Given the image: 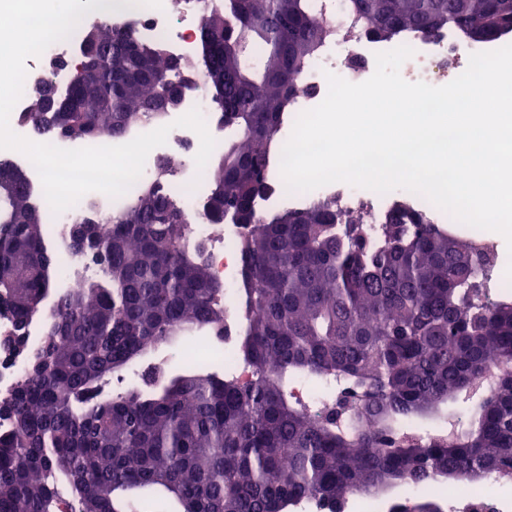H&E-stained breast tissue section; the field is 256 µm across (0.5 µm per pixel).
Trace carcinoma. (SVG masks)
<instances>
[{
  "instance_id": "cac0c4a2",
  "label": "carcinoma",
  "mask_w": 512,
  "mask_h": 512,
  "mask_svg": "<svg viewBox=\"0 0 512 512\" xmlns=\"http://www.w3.org/2000/svg\"><path fill=\"white\" fill-rule=\"evenodd\" d=\"M351 24L378 41L496 26L512 32V0H343ZM200 40L214 102L233 136L224 141L210 192L195 220L252 227L241 241L238 358L242 383L212 368L182 373L101 398L106 377L195 329L224 335V284L213 277L191 221L160 184L105 217L72 245L98 253L103 280L52 298L43 209L25 172L0 159L14 193L0 199V309L23 328L52 302L51 339L32 357L25 381L0 399L11 430L0 434V512H130L138 499L167 495L171 512H291L318 500L344 512L357 494L405 485L512 480V301L490 302L492 265L412 205L385 214L372 242L360 216L317 200L301 210L262 213L271 144L303 92L299 77L340 28L317 0H201ZM258 18L267 33L238 54L240 28ZM134 29L110 19L88 39L97 92L71 112L54 76L29 91L28 117L40 139L118 137L166 115L190 62L164 47L135 52ZM307 376L327 382L331 412L289 391ZM446 427L424 436L404 428L448 403ZM389 512H441L434 502L396 501Z\"/></svg>"
}]
</instances>
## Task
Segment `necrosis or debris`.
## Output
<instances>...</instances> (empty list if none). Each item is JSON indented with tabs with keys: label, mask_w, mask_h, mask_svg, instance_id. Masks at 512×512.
<instances>
[{
	"label": "necrosis or debris",
	"mask_w": 512,
	"mask_h": 512,
	"mask_svg": "<svg viewBox=\"0 0 512 512\" xmlns=\"http://www.w3.org/2000/svg\"><path fill=\"white\" fill-rule=\"evenodd\" d=\"M113 22L129 24L138 34L163 43L165 49L175 56L191 59L197 55L199 44L196 30L201 23L193 0H186L181 18H173L168 8L138 7L112 16ZM404 45L411 47L414 54L401 68L402 78L408 82L433 80L448 82L462 74L473 54L472 46L459 39L456 32L443 30L432 37L415 32H406ZM384 46L370 36L361 34L353 38H338L326 41L318 54L309 62L300 76L305 92L292 107V116L318 106L328 92L327 74L337 75L349 82L360 83L370 78L376 69V55ZM176 113H168L173 122L164 145L154 148L148 155L143 173L151 175L159 159L178 157L183 161L176 180L169 183L168 190L178 196L186 210H193L196 203L207 195V179L199 178L195 157L200 148V139L191 129L176 126ZM271 188L260 200L262 210L278 207H301L313 200H336L348 210L362 209L378 214L384 200L383 195L372 190L352 187L344 182L332 183L313 191L297 194L289 192L281 175L279 163H272L269 173ZM121 201L100 192L84 195L76 205L60 213H46L44 239L54 253L67 255L70 248L69 226L74 219L89 209L102 212L120 206ZM194 242L204 248V255L213 274L224 284V333L220 336L184 339L175 357L157 353L154 365L157 372H165L171 360L180 361L194 358L213 368L224 369L225 373L245 382L251 379L249 367L234 359L239 321L236 312L235 294L238 288L237 274L240 265V242L244 228L239 224L214 227L211 224H197L192 230Z\"/></svg>",
	"instance_id": "4bbe7bcc"
}]
</instances>
